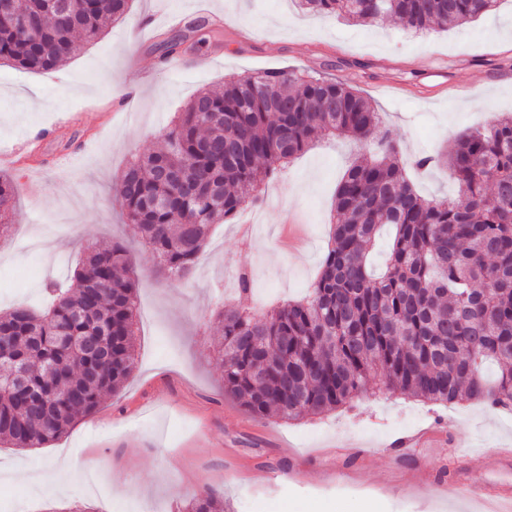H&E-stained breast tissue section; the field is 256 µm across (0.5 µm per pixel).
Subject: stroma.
<instances>
[{
	"mask_svg": "<svg viewBox=\"0 0 512 512\" xmlns=\"http://www.w3.org/2000/svg\"><path fill=\"white\" fill-rule=\"evenodd\" d=\"M133 0L57 71L0 65V170L16 187V247L0 248V312L37 304L70 277L82 246L126 245L138 280L135 356L124 387L43 448L0 444V512H182L213 488L228 512H479L477 490L512 489V414L431 405L370 387L327 415L259 417L224 395L215 347L224 306L268 308L302 295L320 271L336 186L358 148L325 138L291 163L270 198L215 225L190 282L159 278L120 205L128 160L155 151L171 117L204 89L273 68L329 74L370 98L408 156L450 152L467 129L512 114V0L457 27L408 33L393 18L359 24L298 0ZM181 12L182 26L166 23ZM178 43L189 69L167 55ZM482 88H475L477 78ZM50 137L32 141L34 129ZM253 291H237L241 270ZM469 449L394 456L396 436L434 425ZM456 494L437 490L444 470Z\"/></svg>",
	"mask_w": 512,
	"mask_h": 512,
	"instance_id": "1",
	"label": "stroma"
}]
</instances>
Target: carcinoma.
<instances>
[{
	"mask_svg": "<svg viewBox=\"0 0 512 512\" xmlns=\"http://www.w3.org/2000/svg\"><path fill=\"white\" fill-rule=\"evenodd\" d=\"M355 22L397 18L410 32L470 21L498 0H300ZM42 31L34 44L0 27V63L48 71L123 20L130 0H13ZM361 145L336 187L331 243L307 295L266 311L218 316L224 394L254 415L296 420L336 410L379 380L390 393L512 410V118L475 127L455 150L409 163L373 103L335 78L270 69L204 90L178 113L164 145L121 175V207L167 281L189 279L215 224L322 136ZM442 165L455 198L424 196L407 168ZM16 189L0 175V243ZM395 233L385 269L370 255ZM137 280L119 241L84 250L38 312L0 314V441L43 448L118 392L135 368ZM496 366L493 379L485 365ZM186 512H224V496L192 493Z\"/></svg>",
	"mask_w": 512,
	"mask_h": 512,
	"instance_id": "carcinoma-1",
	"label": "carcinoma"
}]
</instances>
